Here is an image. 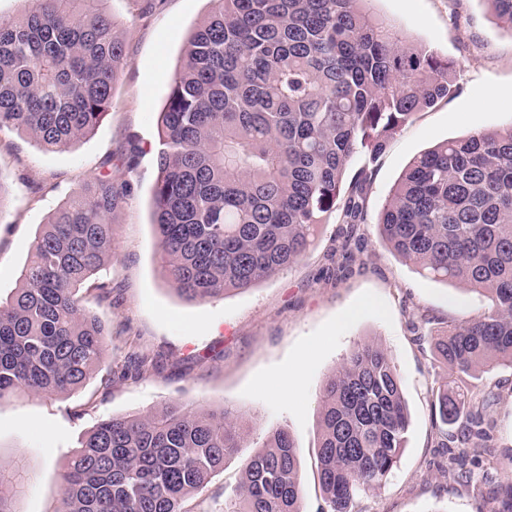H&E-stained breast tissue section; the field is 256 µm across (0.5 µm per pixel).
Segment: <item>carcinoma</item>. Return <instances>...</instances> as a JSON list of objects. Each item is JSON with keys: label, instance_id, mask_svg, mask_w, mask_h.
Segmentation results:
<instances>
[{"label": "carcinoma", "instance_id": "carcinoma-1", "mask_svg": "<svg viewBox=\"0 0 512 512\" xmlns=\"http://www.w3.org/2000/svg\"><path fill=\"white\" fill-rule=\"evenodd\" d=\"M0 15V131L55 151L80 142L112 104L126 66L106 0H26ZM184 48L160 112L153 230L163 272L188 301L250 288L299 261L326 218L346 225L342 250L368 223L373 163L414 116L458 90V64L409 41L370 0H210ZM512 27V0H484ZM362 165L351 179L347 168ZM126 184L90 176L36 234L20 287L0 301V401L17 392L62 396L105 363V324L82 305L87 282L112 259V216ZM381 239L418 272L478 292L482 315L432 336L456 385L432 391L433 415L453 428L438 442L458 478L493 440V385L461 387L512 367V124L446 140L408 166L377 219ZM157 363L133 353L101 378H138ZM318 478L327 509L391 473L409 417L392 355L357 345L327 380ZM224 407L173 404L111 415L69 457L56 512H198L193 495L241 447ZM31 475L0 460V512H21ZM300 454L277 429L248 460L220 512H304ZM512 512V458L493 496Z\"/></svg>", "mask_w": 512, "mask_h": 512}]
</instances>
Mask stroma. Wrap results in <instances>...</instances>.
I'll return each instance as SVG.
<instances>
[{"mask_svg": "<svg viewBox=\"0 0 512 512\" xmlns=\"http://www.w3.org/2000/svg\"><path fill=\"white\" fill-rule=\"evenodd\" d=\"M370 7L410 40L457 62L460 90L417 113L377 161L370 221L360 227L362 250L352 261L342 257L343 227L332 221L288 269L221 298L185 300L163 276L151 226L158 118L186 38L209 13V0H109L127 65L99 126L78 145L48 153L16 132L0 133V178L7 188L0 299L17 288L32 241L58 202L87 175L106 171L129 190L113 217V255L103 271L112 281V303H98L90 290L81 291V303L110 332L107 366L122 364L133 348L159 364L143 377L115 380L106 395L94 378L65 397L22 392L0 401V452L22 454L35 470L22 512H56L64 465L99 419L173 402L228 406L243 424L240 448L194 496L206 512H215L214 492H236L246 460L278 428L288 430L300 450L305 512H322L318 397L353 348L369 340L394 358L410 425L396 466L359 498L360 512H491L490 482L501 478L512 452V368L496 373L501 390L493 440L472 464V481L463 483L437 446L431 389L449 372L429 340L430 329L478 316L487 300L418 274L381 243L372 219L415 156L512 122V29L484 0H371ZM34 181L46 183L48 193L33 196Z\"/></svg>", "mask_w": 512, "mask_h": 512, "instance_id": "1", "label": "stroma"}]
</instances>
